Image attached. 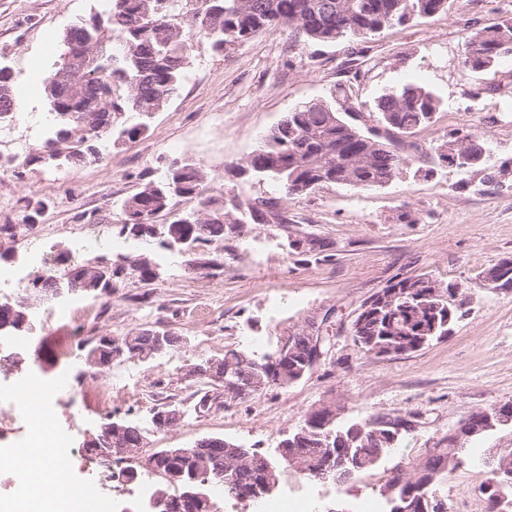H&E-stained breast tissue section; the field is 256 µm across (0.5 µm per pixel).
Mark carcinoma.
Segmentation results:
<instances>
[{
  "mask_svg": "<svg viewBox=\"0 0 512 512\" xmlns=\"http://www.w3.org/2000/svg\"><path fill=\"white\" fill-rule=\"evenodd\" d=\"M105 8L82 20L62 35L63 50L56 66L44 78L45 94L53 111L49 134L38 145L28 148L24 162L43 167H78L101 163L105 143H135L149 130L152 115L163 111L179 90L194 51L192 33L203 34L212 51L247 42L271 26H283L294 37L316 44H330L349 38L362 39L385 27L404 26L418 17H431L447 8V0H104ZM83 47L93 53L96 63L80 80L67 55ZM512 58V21L471 32L465 41L464 66L474 71L497 67ZM15 73L0 61V128L15 120L21 102L14 92ZM440 97L421 83H407L381 95L376 104L378 123L384 135H372L351 117L355 106L338 111L328 102L287 112L263 137L261 144L245 160L241 169L272 181L286 197L309 193L324 184L353 187L382 186L415 162L402 151L406 138L429 124L440 110ZM464 153L470 160L468 173L482 172L484 179L497 182L512 158L491 155L486 142L466 127L448 133L439 148L438 159L448 162L452 153ZM196 199L200 208L176 214V198ZM125 215L119 235L126 238V225L154 226L161 214L171 216L167 224L155 226L151 244L138 240L140 248L120 256L105 273L103 287L114 288L120 278L130 275L148 283L156 279L150 254L173 246L195 248L218 244L246 220L265 224L279 217V198L267 197L241 209L207 195L200 167L191 160L174 159L157 180L146 182L122 204ZM42 206L26 204L20 224H3L0 233L16 236L37 223ZM426 274L407 276L390 282L408 289L392 307H382L358 322L356 336L360 350L368 353L375 345L392 344L398 354H410L420 346L448 338L463 313L448 299L432 297ZM309 353L308 341L296 337L290 342L288 364L299 363ZM250 377V365L238 361L224 375L220 387L235 393L234 384ZM364 429L363 444L353 442L348 430L336 439V455L352 451L355 464L345 475L350 481L374 469L372 461L386 457L391 448L383 447L373 435L378 429L373 419L359 421ZM301 428L315 434L294 447L307 462L305 478L324 462L317 448V436L325 433L320 423L303 422ZM466 442L448 443L426 456L414 471L436 475V484L467 463ZM210 449L213 463L209 479L219 482L214 470L224 466L223 446L206 437L182 449L183 457L167 459L165 466H176L197 449ZM502 470L483 483L487 512H512V449L497 463ZM263 474L259 464L241 465L224 495L242 496L262 491Z\"/></svg>",
  "mask_w": 512,
  "mask_h": 512,
  "instance_id": "carcinoma-1",
  "label": "carcinoma"
}]
</instances>
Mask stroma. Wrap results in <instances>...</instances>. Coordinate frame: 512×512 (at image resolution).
<instances>
[{"instance_id":"stroma-1","label":"stroma","mask_w":512,"mask_h":512,"mask_svg":"<svg viewBox=\"0 0 512 512\" xmlns=\"http://www.w3.org/2000/svg\"><path fill=\"white\" fill-rule=\"evenodd\" d=\"M100 9V0H0V57L13 68L22 110L0 130V154L24 155L48 133L49 105L40 78L54 66L59 36ZM512 20V0H448L445 12L404 26L387 27L362 40L308 45L274 26L248 43L217 54L198 40L186 78L167 107L156 113L146 136L108 146L102 164L77 168L0 170V225L15 223L26 201L48 205L43 223L16 237L0 234L8 263H26L44 248L67 253L72 264L112 263L123 220L122 202L141 186V174L159 177L173 158L200 166L208 193L225 203L247 204L276 195L268 180L242 172L245 159L286 112L305 103L342 106L351 96L361 127L375 123L382 94L422 82L442 99L433 122L412 137L406 153L420 151V173H407L376 188L325 185L282 199L283 223L247 224L224 241V269L192 270L178 251L161 250L152 261L158 277H128L112 293L73 295L69 304L94 306L99 317L71 324L59 301H33L35 331L27 357L37 371L59 378L66 369L56 353L70 342L79 375L120 384L124 393L101 410L80 402L77 377L59 389L53 431L72 432L76 444L104 423L124 419L145 436L140 456L94 467L117 471L138 466L158 448H184L220 436L277 460L278 445L314 410L333 406L343 421L384 414H412L414 430L371 472L337 486L294 472L281 476L278 493L314 498L321 512H365L380 499L393 468L412 471L429 449L446 447L449 429L479 409L512 403V292L480 285L479 271L512 258V181L486 184L472 174L460 186L456 169L442 163L437 147L450 131L468 126L492 152L512 158V61L476 73L462 63L472 31ZM95 213L85 226L81 212ZM94 243L77 251L80 231ZM308 232L330 241L332 255L319 260L289 248L290 237ZM429 274L467 287V315L448 339L409 355L376 357L359 351L349 333L357 309L391 281ZM332 314L329 355L298 383L274 386L251 399L218 396L208 411H186L174 427L156 429L150 408L184 400L194 391L186 368L226 350L269 352L297 325ZM165 328L180 336L177 348L143 361L135 357L93 371L87 341L122 338L141 329ZM512 448L502 430L468 444V464L443 485L448 512H486L477 492L489 475L490 449Z\"/></svg>"}]
</instances>
